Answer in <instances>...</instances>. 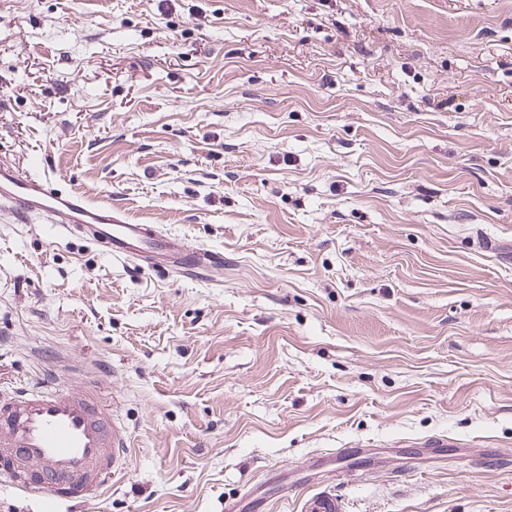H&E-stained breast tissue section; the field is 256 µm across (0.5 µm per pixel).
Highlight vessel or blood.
<instances>
[{"mask_svg": "<svg viewBox=\"0 0 512 512\" xmlns=\"http://www.w3.org/2000/svg\"><path fill=\"white\" fill-rule=\"evenodd\" d=\"M0 207L18 221H40L53 233L80 236L140 268L205 276L224 265L223 253L189 247L156 224L132 223L108 203L59 187L43 174L0 164ZM53 370L74 371L83 386L51 381L0 400V476L39 498L41 512H59L99 494L122 469L130 434L101 395L103 376L74 360L55 358Z\"/></svg>", "mask_w": 512, "mask_h": 512, "instance_id": "1", "label": "vessel or blood"}]
</instances>
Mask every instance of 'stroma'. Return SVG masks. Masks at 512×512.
I'll list each match as a JSON object with an SVG mask.
<instances>
[{"label": "stroma", "instance_id": "obj_1", "mask_svg": "<svg viewBox=\"0 0 512 512\" xmlns=\"http://www.w3.org/2000/svg\"><path fill=\"white\" fill-rule=\"evenodd\" d=\"M0 163L224 255L0 212V397L134 442L78 512H512V0H0Z\"/></svg>", "mask_w": 512, "mask_h": 512}]
</instances>
